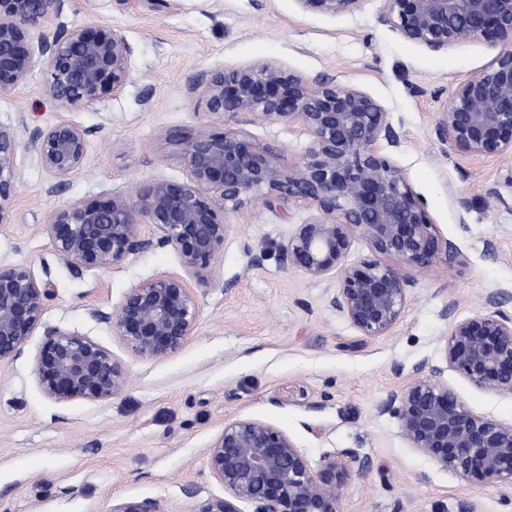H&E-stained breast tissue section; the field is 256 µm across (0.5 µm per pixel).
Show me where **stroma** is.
Wrapping results in <instances>:
<instances>
[{"label":"stroma","instance_id":"stroma-1","mask_svg":"<svg viewBox=\"0 0 512 512\" xmlns=\"http://www.w3.org/2000/svg\"><path fill=\"white\" fill-rule=\"evenodd\" d=\"M382 0L327 16L298 0H71L69 28L117 27L132 49L124 90L64 108L34 72L0 92V122L17 128L20 177L12 215L0 227V261L23 264L50 281L44 319L112 351L125 381L102 402L49 399L34 372L42 342L0 365V512H110L128 499L157 500L168 512H195L202 494H222L206 450L225 422L256 418L293 439L312 468L345 451L357 473L342 512H512V489L474 483L409 448L381 404L416 366L441 361L453 319L499 309L512 317V157H474L443 145L436 122L460 82L501 51L484 39L433 52L378 21ZM278 63L312 79L331 75L384 107L398 136L382 155L401 167L442 240L453 248L414 270L405 312L386 335L359 336L330 304L333 287L289 269L280 247L311 214L257 203L230 215L233 228L212 262L213 287L199 297L197 329L161 361L131 356L94 309H117L129 288L161 272H180L177 255L154 246L122 268H74L55 254L43 226L57 207L141 194L154 181H181L177 151L159 154L164 130L218 132L196 74ZM68 119L89 130L83 170L57 193L29 136ZM254 141L289 159L311 142L299 125L247 124ZM501 202H493L490 191ZM448 385L473 410L512 423V396L478 389L456 372Z\"/></svg>","mask_w":512,"mask_h":512}]
</instances>
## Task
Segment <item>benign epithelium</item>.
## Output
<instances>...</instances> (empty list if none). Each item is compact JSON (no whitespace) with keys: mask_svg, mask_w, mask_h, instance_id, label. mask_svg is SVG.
<instances>
[{"mask_svg":"<svg viewBox=\"0 0 512 512\" xmlns=\"http://www.w3.org/2000/svg\"><path fill=\"white\" fill-rule=\"evenodd\" d=\"M69 0H0V91L40 69L44 91L68 109L120 93L132 71V49L115 28H66L58 22ZM305 11L352 14L362 0H298ZM380 23L403 40L442 51L483 38L501 52L459 83L437 120L444 145L472 156H512V0H384ZM202 89L221 132L186 134L171 128L158 149L180 147L183 181L157 180L142 195L116 193L52 212L46 224L55 254L70 266L116 270L153 245L171 248L183 273H161L130 288L111 314L127 351L159 361L179 352L196 329L202 290L212 286L217 247L232 229L228 215L261 201L313 210L294 225L281 252L302 275L333 284L330 303L366 338L391 331L406 307L410 272L433 264L441 236L403 170L380 153L397 142L388 112L369 94L336 77L308 79L270 61L214 70L191 80ZM298 124L311 136L304 155L280 162L273 148L237 129L242 123ZM89 130L60 120L34 131L31 143L52 179L48 193L82 171ZM17 134L0 123V224L8 217L18 179ZM152 226L143 237L138 226ZM363 241L375 258L348 263ZM389 256L393 263L378 260ZM51 283L21 264L0 262V363L20 356L43 336L33 359L45 394L57 403L105 401L121 388L112 352L89 336L44 321ZM476 388L512 395V317L501 311L452 321L443 364H421L381 411L398 422L408 447L440 467L478 482L512 486V424L472 410L448 387L446 371ZM340 452L313 470L284 430L238 418L207 448L210 476L224 494L200 501L196 512H341L350 468ZM110 512H169L160 502L126 500Z\"/></svg>","mask_w":512,"mask_h":512,"instance_id":"7a95c632","label":"benign epithelium"}]
</instances>
